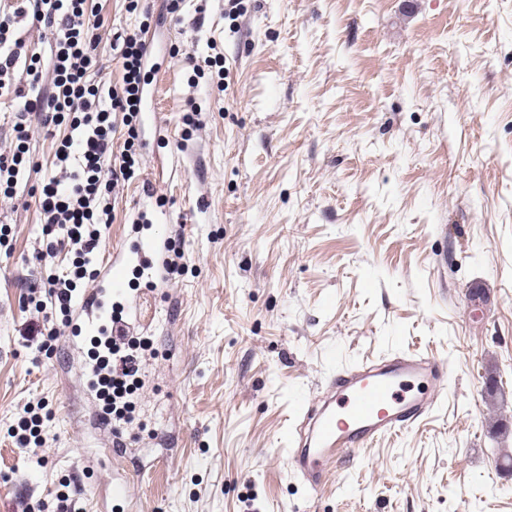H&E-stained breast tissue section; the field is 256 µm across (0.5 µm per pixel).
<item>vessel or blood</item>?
Segmentation results:
<instances>
[{
  "instance_id": "b4317fda",
  "label": "vessel or blood",
  "mask_w": 512,
  "mask_h": 512,
  "mask_svg": "<svg viewBox=\"0 0 512 512\" xmlns=\"http://www.w3.org/2000/svg\"><path fill=\"white\" fill-rule=\"evenodd\" d=\"M158 234L140 237L132 252L116 249L97 285L77 310L80 333L95 335L112 324V302L126 294L127 266H148ZM447 365L435 357L400 352L342 372L329 395L307 413V428L293 440L288 466L316 491L348 455L381 438L408 430L429 412Z\"/></svg>"
}]
</instances>
